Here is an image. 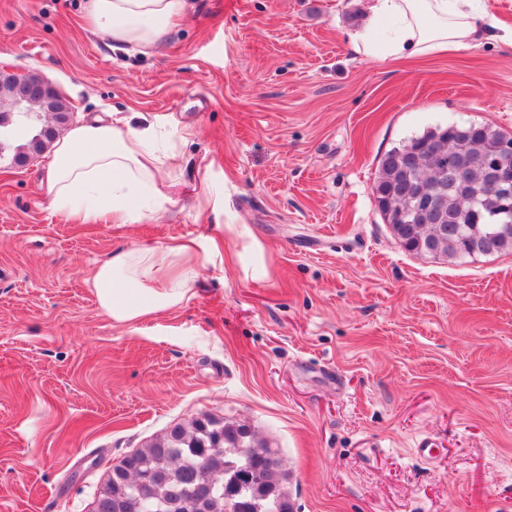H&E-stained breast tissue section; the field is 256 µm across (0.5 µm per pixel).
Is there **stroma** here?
Masks as SVG:
<instances>
[{"mask_svg": "<svg viewBox=\"0 0 512 512\" xmlns=\"http://www.w3.org/2000/svg\"><path fill=\"white\" fill-rule=\"evenodd\" d=\"M364 0H194L150 55L84 27L79 0H0V68L77 117L161 116L174 203L137 224L54 215L0 151V512H93L124 456L206 415L279 451L293 512H512V253L407 252L373 189L438 124L512 134V45L358 53ZM223 259L149 322L88 280L112 252L212 235ZM259 241L262 254L249 245ZM202 184V203L199 200L201 212L205 214L206 219H212L214 224H223L224 218H231L224 194L215 191L206 177L203 178Z\"/></svg>", "mask_w": 512, "mask_h": 512, "instance_id": "obj_1", "label": "stroma"}]
</instances>
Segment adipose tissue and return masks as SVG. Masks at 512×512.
Masks as SVG:
<instances>
[{
    "label": "adipose tissue",
    "mask_w": 512,
    "mask_h": 512,
    "mask_svg": "<svg viewBox=\"0 0 512 512\" xmlns=\"http://www.w3.org/2000/svg\"><path fill=\"white\" fill-rule=\"evenodd\" d=\"M191 0H82L86 29L112 49L147 53L168 34ZM368 21L354 36L364 55L399 59L448 54L483 39L512 42L497 30L480 0H367ZM159 121L113 113L111 121L81 123L54 144L40 181L53 213L83 224H133L167 210L178 169L174 143L158 138ZM218 244L193 240L137 246L100 263L89 285L114 323L147 321L193 292L196 270L219 255Z\"/></svg>",
    "instance_id": "adipose-tissue-1"
}]
</instances>
